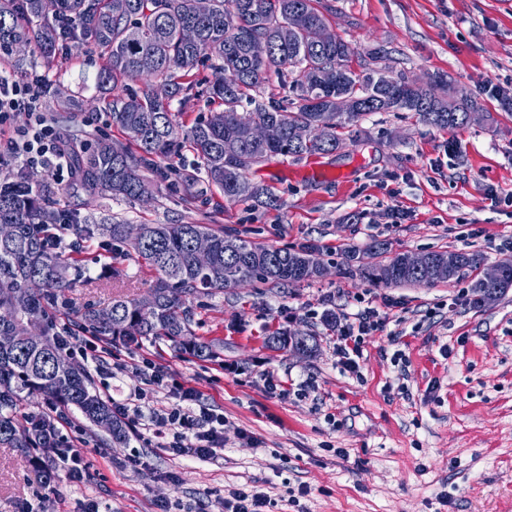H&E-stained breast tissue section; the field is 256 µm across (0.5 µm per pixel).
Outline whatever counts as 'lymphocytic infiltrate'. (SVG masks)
<instances>
[{"label": "lymphocytic infiltrate", "instance_id": "1", "mask_svg": "<svg viewBox=\"0 0 512 512\" xmlns=\"http://www.w3.org/2000/svg\"><path fill=\"white\" fill-rule=\"evenodd\" d=\"M51 87L44 76L19 78L0 61V133H7L6 143L0 144V170L36 169L55 184L70 182L74 170L70 148L62 140L55 126L44 113V103ZM25 113L27 121L14 123L17 113ZM380 325L378 313L367 307L356 313L355 320L336 334L338 362L349 371H356L363 353L364 336ZM62 350L91 362L96 372L116 377L125 370L124 364L113 362L112 345L102 337L76 333L70 324L57 329ZM146 387L130 392L121 402H113V413L127 417L130 431L136 440L155 445L174 457L190 456L200 460L216 456L224 446V417L206 407L197 392L176 381L168 369L152 361H144ZM168 399V406L143 414L142 400L151 397ZM59 424L55 430L52 455L58 458L70 481L82 482L89 469L83 450V441L72 433L61 430L67 420L63 407L49 405Z\"/></svg>", "mask_w": 512, "mask_h": 512}]
</instances>
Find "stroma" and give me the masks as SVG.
<instances>
[{
  "label": "stroma",
  "instance_id": "1",
  "mask_svg": "<svg viewBox=\"0 0 512 512\" xmlns=\"http://www.w3.org/2000/svg\"><path fill=\"white\" fill-rule=\"evenodd\" d=\"M329 33L342 38L355 71L440 76L475 101L480 115L448 130L408 112H378L332 153L276 155L248 179L262 200H226L193 152L175 172H149L152 198L90 197L46 182L48 198L99 224H208L275 247L313 243L326 270L285 288L262 284L191 298V330L219 356L199 360L169 343L112 349L127 364L113 381L123 399L144 378L142 358L171 369L203 403L224 415V449L208 460L172 457L135 438L115 444L77 410L90 461L81 485L45 486L29 458L0 447V512L28 501L42 512H225L230 490L264 495L266 512H512V291L477 306L471 286L512 259V0H318ZM98 57L72 49L48 76L57 95L46 115L62 135L106 136L127 145L104 113L94 83ZM399 208L406 218L390 223ZM398 252H474L479 267L431 286H386L346 269L347 252L371 241ZM57 321L79 307L139 297L155 282L128 247L100 240L72 253ZM370 306L384 321L366 336L358 372L336 362L338 327ZM334 313V325L323 317ZM278 330L313 335L317 351H272ZM277 393H269L265 373ZM177 481H170V474Z\"/></svg>",
  "mask_w": 512,
  "mask_h": 512
}]
</instances>
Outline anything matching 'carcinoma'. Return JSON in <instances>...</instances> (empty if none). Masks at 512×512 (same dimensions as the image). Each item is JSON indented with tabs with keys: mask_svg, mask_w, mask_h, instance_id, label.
I'll return each instance as SVG.
<instances>
[{
	"mask_svg": "<svg viewBox=\"0 0 512 512\" xmlns=\"http://www.w3.org/2000/svg\"><path fill=\"white\" fill-rule=\"evenodd\" d=\"M199 0H24L17 11L10 0H0V51L10 57L15 46L34 42L50 66L64 59L73 45L89 53L98 48L107 56L94 77L105 94V111L140 154L117 151L111 141L96 138L73 151L76 180L86 191L136 201L149 192L143 170L173 161L188 146L209 183L230 201L258 199L263 190L246 172L268 157L300 158L324 154L340 143L338 130L350 128L376 112H412L423 121L448 130L464 126L466 113L476 110L462 95L449 107L436 85H423L404 75L389 78L379 68L356 73L349 64L350 48L338 38L330 45L314 40L325 27L313 0H208L199 12ZM215 74L214 81L184 85L181 79L198 66ZM339 71V80L317 83L321 68ZM154 80L141 91L123 90L118 82L130 72ZM281 77L282 96L264 104L258 100L269 77ZM218 104L204 119L177 130L169 112L171 102L185 90ZM351 102L335 128L317 125L320 110L331 108L336 96ZM271 125L279 138L264 143L254 129ZM309 127L312 136L294 142L293 129ZM236 138L240 153L224 155V140ZM10 224L14 235L0 238V447L21 448L32 458L41 481L59 478L48 451L53 430L41 413L20 415V394L77 409L91 423L106 417L109 434L123 443L127 432L112 409L93 387L88 370L66 362L52 336L49 305L68 287L65 279L67 249L82 241L105 238L104 245L126 244L157 275L154 287L138 298H115L106 308L87 306L77 311V324L116 345L132 346L142 340L169 342L197 359L217 355L213 345L183 343L191 335L187 301L211 294L233 283L280 287L318 277L303 270V261L317 252L311 243L296 247L262 246L226 235L208 224H90L76 214H64L50 205L41 181L22 173L0 187V225ZM68 232L74 240L57 249L49 245L54 232ZM207 237L212 262L199 268L194 241ZM403 253L382 264L364 263L360 271L372 282L386 285H433L435 281L406 273Z\"/></svg>",
	"mask_w": 512,
	"mask_h": 512,
	"instance_id": "carcinoma-1",
	"label": "carcinoma"
}]
</instances>
